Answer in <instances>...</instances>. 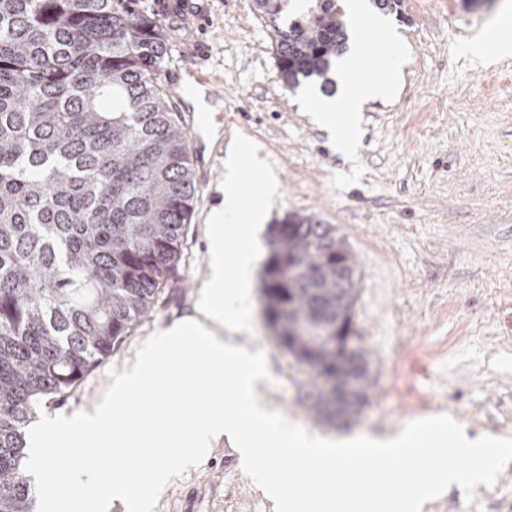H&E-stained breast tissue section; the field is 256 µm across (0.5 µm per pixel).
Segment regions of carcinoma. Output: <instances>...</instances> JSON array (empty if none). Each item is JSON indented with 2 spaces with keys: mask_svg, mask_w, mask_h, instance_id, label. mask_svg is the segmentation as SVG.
Wrapping results in <instances>:
<instances>
[{
  "mask_svg": "<svg viewBox=\"0 0 512 512\" xmlns=\"http://www.w3.org/2000/svg\"><path fill=\"white\" fill-rule=\"evenodd\" d=\"M254 2L288 88L332 82L343 0H315L286 26L283 0ZM167 55L143 0H0V512H32L26 434L42 401L110 356L174 282L196 184ZM266 246L273 339L315 374L312 411L349 421L370 360L357 342L354 371L336 372V325H352L359 298L345 239L289 214ZM350 378L338 410L336 384Z\"/></svg>",
  "mask_w": 512,
  "mask_h": 512,
  "instance_id": "carcinoma-1",
  "label": "carcinoma"
}]
</instances>
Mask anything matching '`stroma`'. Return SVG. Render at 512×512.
I'll list each match as a JSON object with an SVG mask.
<instances>
[{"label": "stroma", "mask_w": 512, "mask_h": 512, "mask_svg": "<svg viewBox=\"0 0 512 512\" xmlns=\"http://www.w3.org/2000/svg\"><path fill=\"white\" fill-rule=\"evenodd\" d=\"M167 24V78L184 74L189 50L206 41L204 69L222 87L202 112L219 127L211 170L198 184L173 284L161 290L131 336L66 394L48 416L100 402L110 372L154 332L191 316L207 270L206 218L221 202L224 157L235 134L259 146L279 183L272 219L315 215L345 237L360 275L354 329L372 362L369 399L350 433H387L446 415L469 435L512 438V60L477 65L467 41L488 32L512 0H403L387 18L402 56L394 99L367 105L356 156L305 106L316 83L289 91L274 33L252 0H146ZM251 325L234 339L262 351L270 405L306 430L330 434L304 400L314 376L270 339L259 296ZM155 512H274L229 440L164 490ZM424 512H512V462L473 494L451 488Z\"/></svg>", "instance_id": "obj_1"}]
</instances>
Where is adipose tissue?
I'll list each match as a JSON object with an SVG mask.
<instances>
[{
  "instance_id": "1",
  "label": "adipose tissue",
  "mask_w": 512,
  "mask_h": 512,
  "mask_svg": "<svg viewBox=\"0 0 512 512\" xmlns=\"http://www.w3.org/2000/svg\"><path fill=\"white\" fill-rule=\"evenodd\" d=\"M393 38H386L374 47L372 55L379 61L377 72L364 76L368 54L350 49L335 64L336 92L333 96L318 94L309 101V108L319 125L334 131L336 149L343 155L355 153L359 138L362 111L366 104L390 97L395 88L399 63L392 47ZM473 61L487 65L512 57V15L501 22L496 37L478 35L466 46Z\"/></svg>"
}]
</instances>
